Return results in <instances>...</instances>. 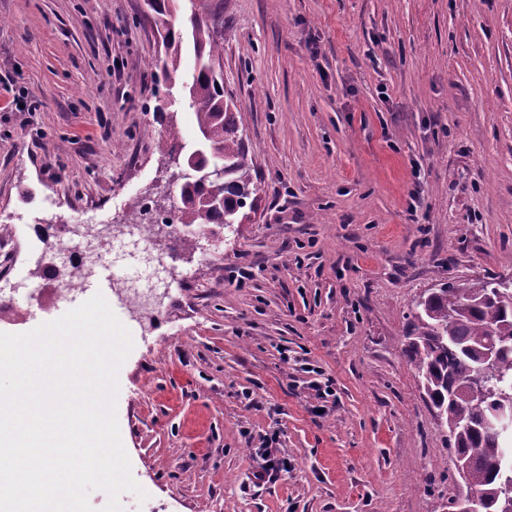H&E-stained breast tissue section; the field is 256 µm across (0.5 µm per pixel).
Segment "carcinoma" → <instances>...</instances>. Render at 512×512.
<instances>
[{
	"label": "carcinoma",
	"instance_id": "cac0c4a2",
	"mask_svg": "<svg viewBox=\"0 0 512 512\" xmlns=\"http://www.w3.org/2000/svg\"><path fill=\"white\" fill-rule=\"evenodd\" d=\"M170 0H153L147 19L163 33L165 59L147 67L161 68L164 84L181 88L196 112L198 137L205 143L206 159L224 166L220 192L224 203L206 202L212 184L183 180L178 221L193 227H226L236 223L239 209L253 193L252 167L244 144V128L232 102L224 98V78L216 62L224 56V40L216 32L223 13L212 5L209 20L191 11L187 23L175 29L170 21ZM193 62L192 80H181L183 57ZM405 355L426 385L429 399L443 411L449 442L466 492L480 497L496 512L503 488L512 484V426L499 436L481 425L483 415L498 410L503 394L512 391V291L506 290L492 302L478 297V289L438 288L422 302L414 301L411 329ZM496 344L499 354L486 365L483 351ZM478 370L491 383L474 395L469 377Z\"/></svg>",
	"mask_w": 512,
	"mask_h": 512
}]
</instances>
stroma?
Listing matches in <instances>:
<instances>
[{
    "instance_id": "35a3bbf8",
    "label": "stroma",
    "mask_w": 512,
    "mask_h": 512,
    "mask_svg": "<svg viewBox=\"0 0 512 512\" xmlns=\"http://www.w3.org/2000/svg\"><path fill=\"white\" fill-rule=\"evenodd\" d=\"M223 3L255 191L240 223L173 237L158 142L198 130L146 67L164 51L144 0H0V226L17 237L0 333L87 301L38 297L93 200L150 224L177 268L157 332L111 304L134 341L117 418L148 494L123 512H450L453 450L403 343L420 294L512 275V0ZM272 433L288 468L257 487Z\"/></svg>"
}]
</instances>
